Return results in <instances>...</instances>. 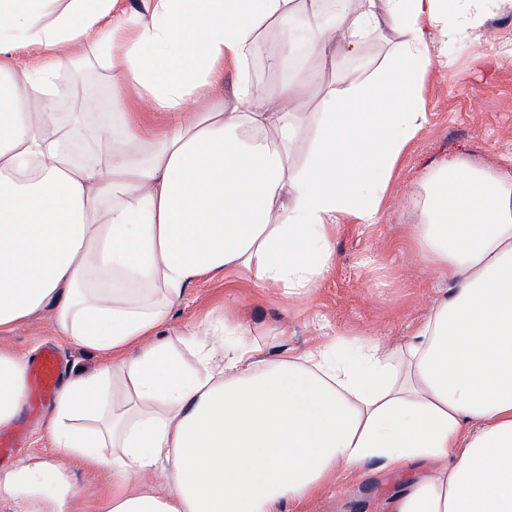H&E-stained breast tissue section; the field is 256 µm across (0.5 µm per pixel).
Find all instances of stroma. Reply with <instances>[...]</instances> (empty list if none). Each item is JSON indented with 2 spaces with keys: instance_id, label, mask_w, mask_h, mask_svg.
Masks as SVG:
<instances>
[{
  "instance_id": "35a3bbf8",
  "label": "stroma",
  "mask_w": 512,
  "mask_h": 512,
  "mask_svg": "<svg viewBox=\"0 0 512 512\" xmlns=\"http://www.w3.org/2000/svg\"><path fill=\"white\" fill-rule=\"evenodd\" d=\"M396 38L388 27L371 35L358 61L342 53L331 61L310 56L288 69L272 67L260 56L252 61L250 75L254 83L268 89L290 78L318 87H338L350 70L367 73L386 63ZM452 54V67L433 63L424 77L422 106L428 122L397 164L379 221L342 226L333 244V264L312 294L291 299L278 289L254 287L238 275L203 279L188 288L161 335L175 348H183L189 332L204 328L230 307L250 325L258 346L269 357L286 348L304 349L324 335L341 338L345 355L356 340L368 336L389 345L405 341L446 289L406 236L408 226L421 221L409 200L418 191L422 174L448 155L491 169L512 168V10L484 22ZM77 61L84 74L69 80L73 98L90 97L109 105L112 72L97 50L85 48ZM47 342L58 348L63 374L90 371L100 361L96 352L74 347L59 336L48 309L0 332V346L24 361ZM44 427L43 417L30 423L13 457L0 460V470L18 467L36 456L45 458L74 486L77 512H101L102 491L111 487V474L58 455ZM416 474L413 467L399 473L373 469L361 479L339 480L312 502L284 505L283 512H390L392 500Z\"/></svg>"
}]
</instances>
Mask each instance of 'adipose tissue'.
<instances>
[{
  "mask_svg": "<svg viewBox=\"0 0 512 512\" xmlns=\"http://www.w3.org/2000/svg\"><path fill=\"white\" fill-rule=\"evenodd\" d=\"M116 4L0 0V332L49 309L103 356L61 384L54 447L111 472L105 512H282L340 476L418 462L393 512H512V176L454 158L424 179L411 237L453 290L402 344L365 338L349 361L319 341L269 360L228 316L185 354L159 334L204 277L312 292L341 226L378 222L427 122L433 44L512 0H358L335 16L324 0H155L129 29ZM386 24L401 36L387 63L321 92L319 135L294 167L296 87L260 88L249 62L302 44L356 58ZM86 46L120 73L112 109L59 111V77ZM25 398L24 365L0 348V426ZM0 491L25 512H72L76 496L44 460L0 471Z\"/></svg>",
  "mask_w": 512,
  "mask_h": 512,
  "instance_id": "adipose-tissue-1",
  "label": "adipose tissue"
}]
</instances>
